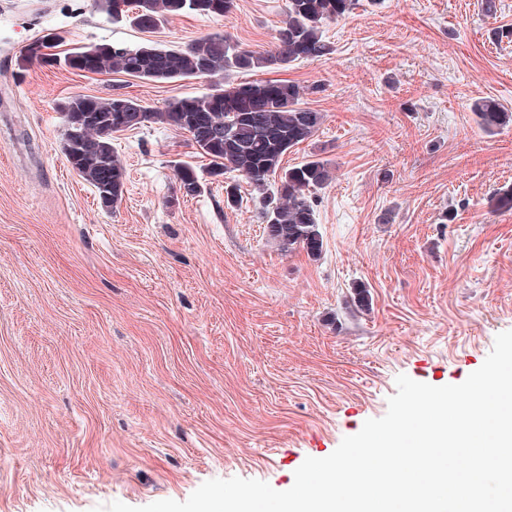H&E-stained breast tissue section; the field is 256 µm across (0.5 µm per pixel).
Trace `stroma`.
I'll return each instance as SVG.
<instances>
[{
	"mask_svg": "<svg viewBox=\"0 0 512 512\" xmlns=\"http://www.w3.org/2000/svg\"><path fill=\"white\" fill-rule=\"evenodd\" d=\"M287 10L234 0L139 30L94 0H0V512L182 502L215 478L287 490L385 415L397 376L462 383L512 330V212L490 205L512 188V125L485 133L471 111L512 107V0L493 19L480 0H359L326 28L333 54L282 71L324 115L284 165L334 169L315 259L266 240L249 186L232 208L220 178L183 194L176 163L207 164L183 131L117 134L111 209L67 164L66 98L162 108L213 80L18 66L50 32L261 52Z\"/></svg>",
	"mask_w": 512,
	"mask_h": 512,
	"instance_id": "stroma-1",
	"label": "stroma"
}]
</instances>
